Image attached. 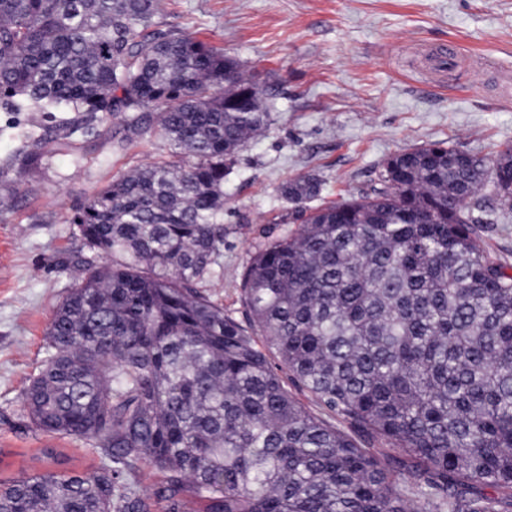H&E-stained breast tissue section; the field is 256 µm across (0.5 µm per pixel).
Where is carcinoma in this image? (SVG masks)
I'll list each match as a JSON object with an SVG mask.
<instances>
[{
	"mask_svg": "<svg viewBox=\"0 0 512 512\" xmlns=\"http://www.w3.org/2000/svg\"><path fill=\"white\" fill-rule=\"evenodd\" d=\"M159 5L0 0V112H72L66 139L128 112V132L167 148L72 209L104 263L75 261L22 394L37 430L100 464L60 469L45 449L56 468L1 480L0 512H512V265L477 232L485 183L512 210V146L400 151L370 190L310 212L320 180L283 184L304 226L254 252L244 327L207 289L224 283V181L271 93L223 48L160 28ZM19 140L1 169L63 146ZM269 350L357 436L307 410Z\"/></svg>",
	"mask_w": 512,
	"mask_h": 512,
	"instance_id": "obj_1",
	"label": "carcinoma"
}]
</instances>
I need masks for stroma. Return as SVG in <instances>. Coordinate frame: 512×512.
Wrapping results in <instances>:
<instances>
[{
  "label": "stroma",
  "instance_id": "stroma-1",
  "mask_svg": "<svg viewBox=\"0 0 512 512\" xmlns=\"http://www.w3.org/2000/svg\"><path fill=\"white\" fill-rule=\"evenodd\" d=\"M157 20L222 45L274 89L271 124L224 185V285L211 295L238 322L241 274L289 210L283 183L316 176L325 205L369 189L405 149L445 142L490 158L512 144V100L500 95L512 79V0H161ZM449 43L460 66L431 71L428 55ZM123 134L115 116L39 167L0 174V479L49 468L45 448L77 472L98 464L83 441L35 430L21 397L74 284L66 265L85 251L67 222L73 206L166 153L148 134L116 150Z\"/></svg>",
  "mask_w": 512,
  "mask_h": 512
}]
</instances>
